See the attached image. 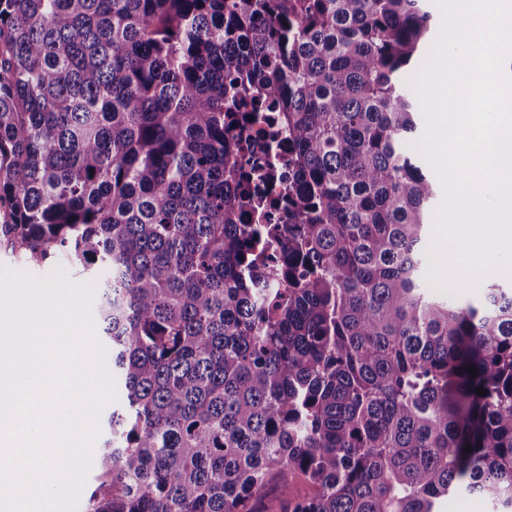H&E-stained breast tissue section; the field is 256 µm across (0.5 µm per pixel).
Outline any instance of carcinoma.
<instances>
[{"mask_svg": "<svg viewBox=\"0 0 512 512\" xmlns=\"http://www.w3.org/2000/svg\"><path fill=\"white\" fill-rule=\"evenodd\" d=\"M435 37L427 0H0V245L98 278L125 388L84 512H512V290L421 285ZM426 270H427V262H426V265L424 267V270H423V277H422V283H423V286L425 288H428L430 290V292L440 298V299H443V300H451V301H455V302H461V303H464V302H477L478 300L482 299L483 296H484V293H485V287H486V284L488 282V280H493L495 281L501 288H504V289H512V279H508L502 275H499L497 274L496 276L494 277H491V278H484L478 285V288L475 292H469V293H465L459 297H454L453 295L451 294H446V293H437V292H434L432 291L428 284L426 283L425 281V273H426ZM494 504L485 496L457 493L440 502V512H495Z\"/></svg>", "mask_w": 512, "mask_h": 512, "instance_id": "cac0c4a2", "label": "carcinoma"}]
</instances>
